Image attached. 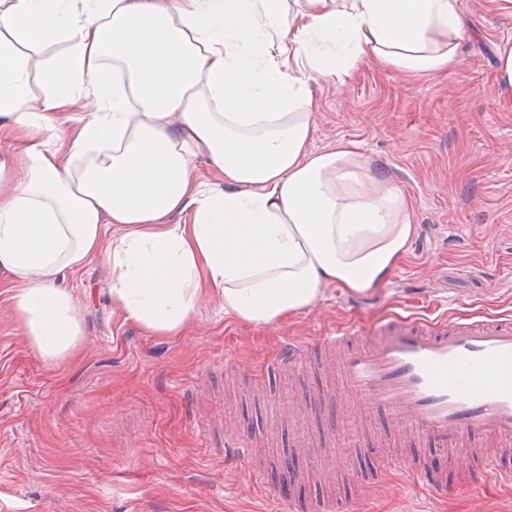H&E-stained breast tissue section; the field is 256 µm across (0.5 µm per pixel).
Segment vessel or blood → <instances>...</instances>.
I'll return each instance as SVG.
<instances>
[{"instance_id":"vessel-or-blood-1","label":"vessel or blood","mask_w":512,"mask_h":512,"mask_svg":"<svg viewBox=\"0 0 512 512\" xmlns=\"http://www.w3.org/2000/svg\"><path fill=\"white\" fill-rule=\"evenodd\" d=\"M310 367L338 371L343 387L321 392L320 432L355 456L377 459L381 468L406 473L431 492L448 487L421 461L377 456L376 441L348 424L343 397L352 393L368 412L402 434L434 448L477 456L478 468L466 483L512 484V465L500 449L512 447V316L483 314L467 318L440 314H395L363 332L337 326L303 338H286L261 374L268 379ZM251 434L240 424L224 429V450L240 457L255 474L266 463L253 457Z\"/></svg>"}]
</instances>
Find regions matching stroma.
<instances>
[{
    "label": "stroma",
    "instance_id": "1",
    "mask_svg": "<svg viewBox=\"0 0 512 512\" xmlns=\"http://www.w3.org/2000/svg\"><path fill=\"white\" fill-rule=\"evenodd\" d=\"M460 56L444 77L412 78L364 61L341 78L311 82L315 149L355 143L414 201L417 235L383 288H326L313 307L250 324L203 306L177 336H152L113 311L100 264L67 281L84 310L78 362L45 363L13 321L0 285V499L19 512H286L325 495L356 512H512V489L461 486L450 456L416 453L448 477L426 497L395 473L329 480L277 420L262 366L287 337L334 325L372 329L429 301L465 316L512 311V91L499 87V50L512 45V0H458ZM208 429L199 436L195 420ZM253 429L252 452L271 456L261 482L218 454L224 423Z\"/></svg>",
    "mask_w": 512,
    "mask_h": 512
}]
</instances>
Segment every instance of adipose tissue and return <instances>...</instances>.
Returning <instances> with one entry per match:
<instances>
[{"label":"adipose tissue","mask_w":512,"mask_h":512,"mask_svg":"<svg viewBox=\"0 0 512 512\" xmlns=\"http://www.w3.org/2000/svg\"><path fill=\"white\" fill-rule=\"evenodd\" d=\"M462 36L457 0H0V121L44 133L0 156V279L28 347L77 358L67 280L95 260L113 309L154 336L205 303L271 324L330 286L380 288L414 202L354 143L312 149L309 84L366 59L446 74ZM201 156L223 186L201 180Z\"/></svg>","instance_id":"1"}]
</instances>
